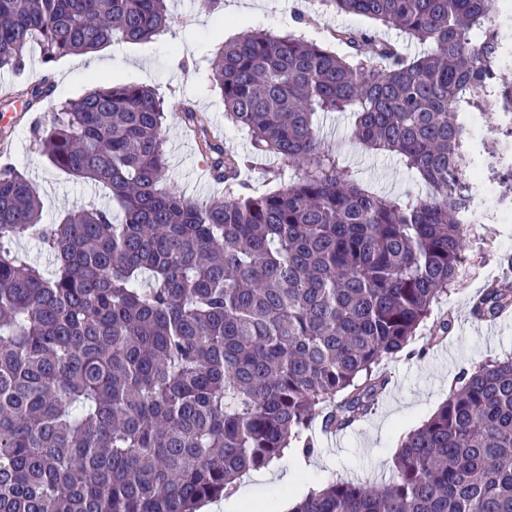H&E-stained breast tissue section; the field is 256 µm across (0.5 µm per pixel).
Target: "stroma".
<instances>
[{"label": "stroma", "instance_id": "35a3bbf8", "mask_svg": "<svg viewBox=\"0 0 512 512\" xmlns=\"http://www.w3.org/2000/svg\"><path fill=\"white\" fill-rule=\"evenodd\" d=\"M168 8L170 31L149 41H114L92 54L62 57L49 67L41 61L39 46L31 45L23 75L0 71V94L49 76L57 80L55 95L59 98L77 97L102 84L138 83L158 89L168 103L166 153L171 180L187 196L207 200L219 188L211 181L194 141L183 133V103L192 102L209 116L227 149L241 154L251 150L248 139L225 123L223 102L208 79V60L224 41L251 27L279 35L295 31L330 47L334 44L331 30L352 27L374 30L377 38L390 42L407 57L424 50L397 29L376 28L369 20L351 14L319 11L315 0H223L217 11L206 8L203 0H169ZM48 109L45 102L33 113L24 111L21 101H0V115L9 121L11 130L7 147L0 148V167L15 165L37 185L47 224L57 221L75 202L105 200L101 189L68 176L37 150L30 127L38 113ZM351 123L347 112L319 117L326 145L370 190L392 196L408 189L428 194V187L416 181L397 156L367 151L353 140ZM490 208L489 199H477L472 220L478 245L471 251V262L457 290L434 305L426 324L414 336L411 347L415 356L401 354L381 363L388 385L376 412L336 436L317 433L313 469L298 470L299 455L291 451L272 466L250 472L243 482L251 487L253 501L297 500L331 479L376 483L389 478L391 459L402 436L420 427L437 410L461 370L512 356V319L488 332L469 314L472 297L488 280L505 272L504 258L512 256V211L494 215ZM447 317L453 318L454 330L445 343H435L433 328ZM286 473L291 476L290 483L277 485V477Z\"/></svg>", "mask_w": 512, "mask_h": 512}]
</instances>
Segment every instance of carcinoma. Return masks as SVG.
<instances>
[{
    "instance_id": "cac0c4a2",
    "label": "carcinoma",
    "mask_w": 512,
    "mask_h": 512,
    "mask_svg": "<svg viewBox=\"0 0 512 512\" xmlns=\"http://www.w3.org/2000/svg\"><path fill=\"white\" fill-rule=\"evenodd\" d=\"M168 0H0V71L138 43L170 28ZM500 0H317L429 46L404 57L368 30L328 47L251 30L223 44L210 83L251 154L224 150L194 106L183 119L225 194L199 201L168 175L167 104L140 85L96 87L32 126L40 153L110 203L42 223L36 185L0 169V512H196L285 449L314 452L313 423L340 431L385 392L403 353L470 260L458 177L470 119L512 110L498 62L512 23ZM32 104L52 86L20 91ZM396 154L430 188L375 193L325 145L322 113ZM494 159L512 141L492 128ZM274 156L298 178L255 195L243 172ZM37 239L53 269L8 246ZM512 308L488 288L472 314ZM381 486L332 480L290 512H512V358L462 371L401 442Z\"/></svg>"
}]
</instances>
